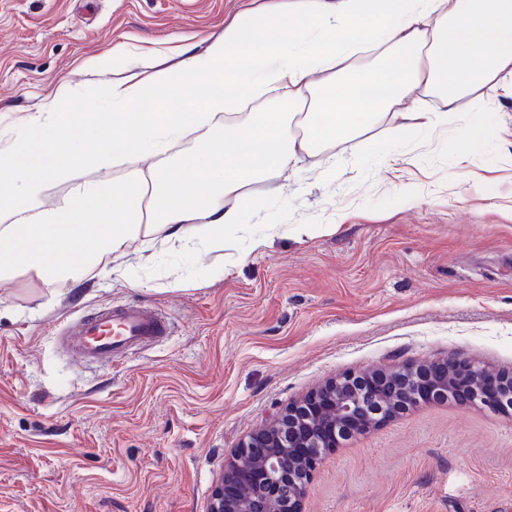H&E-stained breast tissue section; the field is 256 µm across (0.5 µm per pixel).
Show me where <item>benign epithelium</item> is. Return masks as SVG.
<instances>
[{
    "label": "benign epithelium",
    "instance_id": "1",
    "mask_svg": "<svg viewBox=\"0 0 512 512\" xmlns=\"http://www.w3.org/2000/svg\"><path fill=\"white\" fill-rule=\"evenodd\" d=\"M512 417V372L494 375L461 357L344 374L243 439L216 486L209 512H303L319 457L338 434L364 432L420 405L423 390Z\"/></svg>",
    "mask_w": 512,
    "mask_h": 512
}]
</instances>
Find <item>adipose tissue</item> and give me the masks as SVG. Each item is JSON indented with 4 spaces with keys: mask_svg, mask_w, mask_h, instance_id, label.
Masks as SVG:
<instances>
[{
    "mask_svg": "<svg viewBox=\"0 0 512 512\" xmlns=\"http://www.w3.org/2000/svg\"><path fill=\"white\" fill-rule=\"evenodd\" d=\"M200 44L141 71L134 48L115 42L113 61L132 74L109 84L107 111L86 120L63 80L18 120L0 143V283L120 277L104 256L159 230L223 246L264 206L228 198L270 173L291 179L301 154L357 140L418 90L448 109L492 95L512 77V0H289L241 8ZM239 112L222 138L168 158L189 130ZM146 155L159 164L141 168ZM119 167L130 178H113ZM52 183L69 188L56 206Z\"/></svg>",
    "mask_w": 512,
    "mask_h": 512,
    "instance_id": "ef3b65f1",
    "label": "adipose tissue"
}]
</instances>
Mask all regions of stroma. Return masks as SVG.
Instances as JSON below:
<instances>
[{
    "label": "stroma",
    "mask_w": 512,
    "mask_h": 512,
    "mask_svg": "<svg viewBox=\"0 0 512 512\" xmlns=\"http://www.w3.org/2000/svg\"><path fill=\"white\" fill-rule=\"evenodd\" d=\"M270 2L0 0V136L62 77L103 102L130 75L119 36L140 68L169 66ZM477 108L482 137L452 152ZM393 128L248 185L265 206L223 248L161 232L121 278L0 284V512H208L239 442L336 375L451 355L512 370V83L431 134ZM120 303L165 311L170 336L115 364L62 350L64 320ZM304 512H512V417L419 405L325 456Z\"/></svg>",
    "instance_id": "obj_1"
}]
</instances>
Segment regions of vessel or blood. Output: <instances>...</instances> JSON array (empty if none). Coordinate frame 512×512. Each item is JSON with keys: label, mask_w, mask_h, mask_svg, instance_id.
I'll return each instance as SVG.
<instances>
[{"label": "vessel or blood", "mask_w": 512, "mask_h": 512, "mask_svg": "<svg viewBox=\"0 0 512 512\" xmlns=\"http://www.w3.org/2000/svg\"><path fill=\"white\" fill-rule=\"evenodd\" d=\"M167 333L161 311L127 303L67 321L63 336L78 360L113 362L154 344Z\"/></svg>", "instance_id": "b4317fda"}]
</instances>
